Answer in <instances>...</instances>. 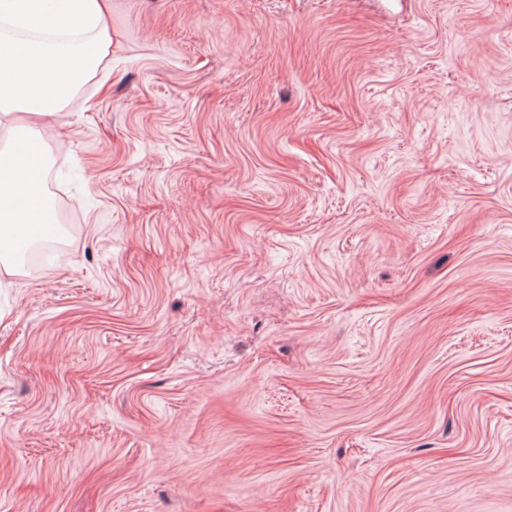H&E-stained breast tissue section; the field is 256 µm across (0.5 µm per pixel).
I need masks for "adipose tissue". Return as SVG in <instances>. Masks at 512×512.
I'll return each mask as SVG.
<instances>
[{"mask_svg":"<svg viewBox=\"0 0 512 512\" xmlns=\"http://www.w3.org/2000/svg\"><path fill=\"white\" fill-rule=\"evenodd\" d=\"M107 0H0V120L18 112L51 117L97 70L111 44ZM39 131L17 123L0 149V272L13 275L25 249L56 221Z\"/></svg>","mask_w":512,"mask_h":512,"instance_id":"adipose-tissue-1","label":"adipose tissue"}]
</instances>
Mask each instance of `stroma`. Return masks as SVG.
Wrapping results in <instances>:
<instances>
[{
    "instance_id": "stroma-1",
    "label": "stroma",
    "mask_w": 512,
    "mask_h": 512,
    "mask_svg": "<svg viewBox=\"0 0 512 512\" xmlns=\"http://www.w3.org/2000/svg\"><path fill=\"white\" fill-rule=\"evenodd\" d=\"M0 288V512H512V0H111Z\"/></svg>"
}]
</instances>
